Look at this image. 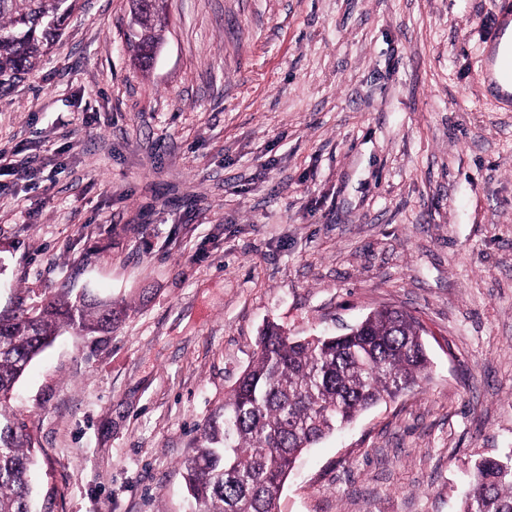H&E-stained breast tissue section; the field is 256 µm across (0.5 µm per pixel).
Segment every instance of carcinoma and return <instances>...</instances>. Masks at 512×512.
I'll use <instances>...</instances> for the list:
<instances>
[{"mask_svg":"<svg viewBox=\"0 0 512 512\" xmlns=\"http://www.w3.org/2000/svg\"><path fill=\"white\" fill-rule=\"evenodd\" d=\"M78 0H0V89L20 81L59 37ZM167 11L141 14L128 44L150 65ZM121 311L112 303L61 293L31 310L0 312V403L32 360L63 330H109ZM420 321L382 308L336 336L291 338L266 325L255 358L224 401V422L203 428L182 461L191 512H278L296 459L363 411L428 377ZM35 448L23 426L0 411V512H35ZM460 512H512V460L475 463Z\"/></svg>","mask_w":512,"mask_h":512,"instance_id":"obj_1","label":"carcinoma"}]
</instances>
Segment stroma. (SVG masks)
<instances>
[{
    "mask_svg": "<svg viewBox=\"0 0 512 512\" xmlns=\"http://www.w3.org/2000/svg\"><path fill=\"white\" fill-rule=\"evenodd\" d=\"M498 0H169L149 69L128 0H80L0 92V310L71 289L9 410L37 512H190L179 461L262 327L425 326L419 388L308 449L280 512H458L512 457V107L485 89Z\"/></svg>",
    "mask_w": 512,
    "mask_h": 512,
    "instance_id": "35a3bbf8",
    "label": "stroma"
}]
</instances>
